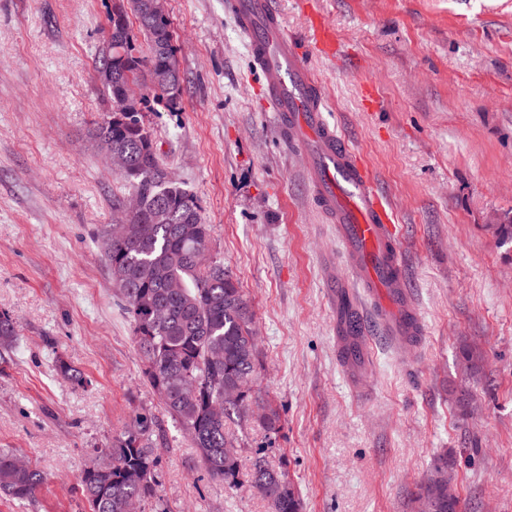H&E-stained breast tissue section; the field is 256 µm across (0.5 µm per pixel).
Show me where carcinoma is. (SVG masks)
Listing matches in <instances>:
<instances>
[{"label": "carcinoma", "mask_w": 512, "mask_h": 512, "mask_svg": "<svg viewBox=\"0 0 512 512\" xmlns=\"http://www.w3.org/2000/svg\"><path fill=\"white\" fill-rule=\"evenodd\" d=\"M146 0H113L112 16L96 68L97 79L111 99L124 101L120 112H107L93 127L95 138L106 137L123 149L130 165L121 171L130 195L142 206L129 212L127 199L115 201L119 217L107 241L100 237L112 276L115 296L132 323L133 335L144 363V374L153 390L168 393L163 405L168 414L192 439L207 472L230 487L244 483L269 502L271 512H301V500L288 479L286 466L272 469L258 455L248 472H241L239 458L224 457L231 443L228 424L248 421L254 409L266 436L281 430L280 414L271 402L251 394L250 383L259 369V352L252 334L253 314L247 298L224 261L205 257L211 226L202 221L200 207L191 192L166 178L152 133L143 112L150 104H163L176 111L182 93V76L175 57L171 23L166 18L146 17L140 5ZM138 22L147 46L142 52L130 17ZM179 285L173 291L168 285ZM166 309L162 322L154 320V309ZM18 339L16 321L0 313V347L7 349ZM223 357L212 356L214 350ZM57 375L74 386L89 380L59 357ZM195 382L199 390L185 396L180 386ZM241 393V403L224 407L216 419L209 405L219 400L224 389ZM158 426L155 415L140 413L112 436L107 460L92 472H84L78 484L83 512H127L131 499L141 501L155 495L153 436ZM119 454L131 470L146 475L130 482L112 469V456ZM457 459L439 458L432 478L420 485L418 497L439 500V512H458V500L439 498L435 476L454 471ZM46 482V475L31 464H22L9 450H0V495L29 501Z\"/></svg>", "instance_id": "cac0c4a2"}]
</instances>
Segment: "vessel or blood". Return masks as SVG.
<instances>
[{
    "label": "vessel or blood",
    "instance_id": "vessel-or-blood-1",
    "mask_svg": "<svg viewBox=\"0 0 512 512\" xmlns=\"http://www.w3.org/2000/svg\"><path fill=\"white\" fill-rule=\"evenodd\" d=\"M230 11L249 40L253 69L279 123L309 157L314 195L337 224L356 282L393 301L402 260L392 206L364 158L326 120L322 86L288 39L272 0H230Z\"/></svg>",
    "mask_w": 512,
    "mask_h": 512
}]
</instances>
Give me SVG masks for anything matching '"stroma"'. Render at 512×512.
<instances>
[{
	"mask_svg": "<svg viewBox=\"0 0 512 512\" xmlns=\"http://www.w3.org/2000/svg\"><path fill=\"white\" fill-rule=\"evenodd\" d=\"M226 0H168L183 77L178 111L144 113L160 159L197 198L210 256L254 310V393L282 429L230 425L243 466H287L302 512H418L437 458L460 461V512H512V0H313L341 44L311 48L305 0H274L327 100L326 117L369 163L402 227V286L418 343L389 309L353 303L368 354L345 362L335 281L351 278L303 156L273 118ZM112 0H0V449L47 476L0 512H82L78 481L135 414H155L156 495L138 512H269L211 477L146 384L114 297L100 231L129 190L89 135L110 100L95 66ZM375 89L369 104L366 89ZM64 357L90 378L63 383Z\"/></svg>",
	"mask_w": 512,
	"mask_h": 512,
	"instance_id": "1",
	"label": "stroma"
}]
</instances>
